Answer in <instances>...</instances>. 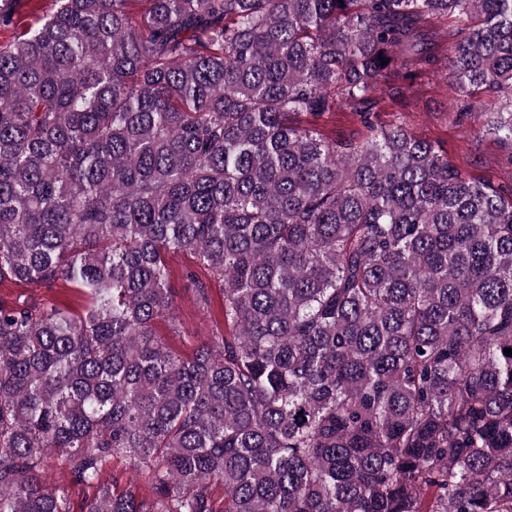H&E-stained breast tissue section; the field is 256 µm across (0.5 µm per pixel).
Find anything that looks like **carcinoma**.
<instances>
[{
    "label": "carcinoma",
    "mask_w": 512,
    "mask_h": 512,
    "mask_svg": "<svg viewBox=\"0 0 512 512\" xmlns=\"http://www.w3.org/2000/svg\"><path fill=\"white\" fill-rule=\"evenodd\" d=\"M131 2L0 46V282L89 301L0 302V512H74L56 459L85 512H512V186L374 115L448 52L512 148V0ZM308 120L328 137L362 139L366 135L360 118L353 112L327 113ZM171 270L170 286L175 292V324L159 323L157 332L163 341L184 356H190L209 336L215 326H223V297L220 284L212 281L213 301L209 310L196 304L193 285L186 277L194 271L198 278L207 282L206 272L197 266L193 257L184 252H171L167 256ZM32 296L44 304L58 305L78 314H85L86 300L77 290L57 281L51 287L17 285L8 281L0 284V302L10 303L20 295ZM62 467L63 466H58L54 468L51 471L50 479L52 482L64 484L66 490L75 503L77 512H81L80 507L86 499L91 497L92 491L84 485L73 483Z\"/></svg>",
    "instance_id": "cac0c4a2"
}]
</instances>
